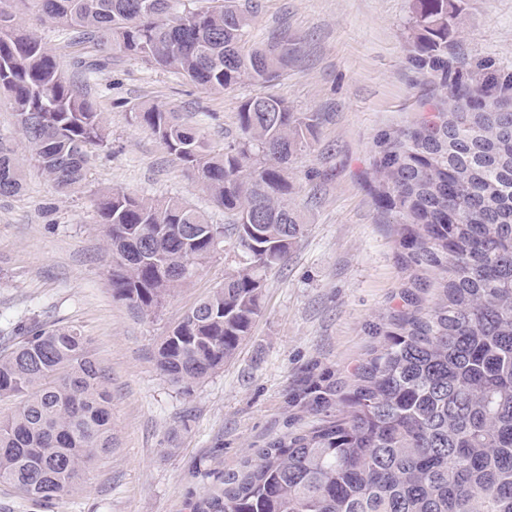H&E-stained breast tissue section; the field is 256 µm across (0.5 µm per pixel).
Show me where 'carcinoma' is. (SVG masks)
<instances>
[{
  "instance_id": "carcinoma-1",
  "label": "carcinoma",
  "mask_w": 512,
  "mask_h": 512,
  "mask_svg": "<svg viewBox=\"0 0 512 512\" xmlns=\"http://www.w3.org/2000/svg\"><path fill=\"white\" fill-rule=\"evenodd\" d=\"M0 0V90L11 94L30 157L56 190L82 186L106 146L87 89ZM69 40L119 53L209 90L278 78L300 51L285 31L254 35L253 0H35ZM457 7L415 0L414 61L448 88L413 128L384 135L378 194L397 216L410 260L432 274L435 301L409 292L385 340L358 368L343 408L272 439L225 474L194 512H512V112L504 78L467 84L448 71ZM232 223L210 224L178 199L102 193L112 294L144 313L196 273L220 240L236 270L165 337L158 365L188 393L230 360L261 313L267 275L303 237L288 204V161L309 146L315 115L276 96L243 99L238 135L215 153L178 113L131 108ZM22 187L0 147V195ZM0 485L48 506L82 492L81 473L112 453L110 379L73 327L31 324L0 352Z\"/></svg>"
}]
</instances>
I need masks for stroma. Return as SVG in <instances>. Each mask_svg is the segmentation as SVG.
<instances>
[{
  "instance_id": "1",
  "label": "stroma",
  "mask_w": 512,
  "mask_h": 512,
  "mask_svg": "<svg viewBox=\"0 0 512 512\" xmlns=\"http://www.w3.org/2000/svg\"><path fill=\"white\" fill-rule=\"evenodd\" d=\"M448 63L465 82L488 64L512 72V0H456ZM261 32L282 29L301 51L273 84L206 91L186 78L114 56L106 67L70 46L50 19L32 27L67 74L86 85L107 133L93 150L85 185L63 195L29 163V148L6 93H0V146L21 161V190L0 196V350L8 327L35 321L69 326L92 340L110 375V455L82 473L81 495L44 508L0 488V512H191L218 476L237 469L274 437L323 417L316 387L340 408L376 329L425 279L407 262L393 215L376 191L374 162L384 134L415 124L448 91L414 64L415 0H256ZM282 98L318 123L310 147L288 169V202L308 230L268 277L262 312L235 356L193 391L172 386L156 362L183 314L223 283L235 264L217 248L196 274L151 315L112 296V256L96 200L121 189L179 199L209 223L227 218L196 179L130 110L155 103L179 113L214 149L237 134L242 100Z\"/></svg>"
}]
</instances>
